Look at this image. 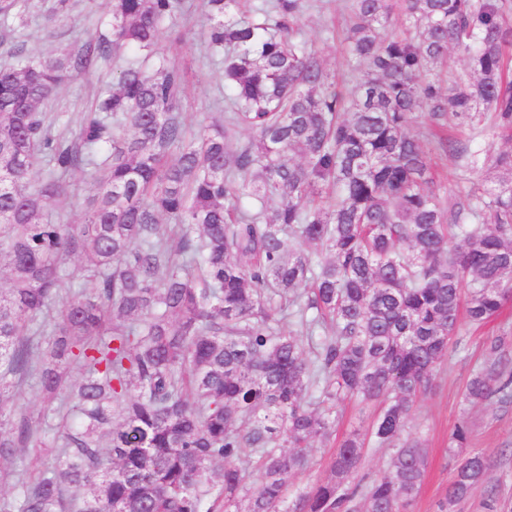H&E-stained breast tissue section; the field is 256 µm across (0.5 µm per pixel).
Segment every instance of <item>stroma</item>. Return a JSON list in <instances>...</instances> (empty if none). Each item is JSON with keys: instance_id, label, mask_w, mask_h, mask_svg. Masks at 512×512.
<instances>
[{"instance_id": "stroma-1", "label": "stroma", "mask_w": 512, "mask_h": 512, "mask_svg": "<svg viewBox=\"0 0 512 512\" xmlns=\"http://www.w3.org/2000/svg\"><path fill=\"white\" fill-rule=\"evenodd\" d=\"M54 5L55 0H27L23 15L0 17V65L10 62L19 49L29 55L77 50L85 40L99 34L98 21L108 10V0H72L68 14L49 25L44 17ZM304 5L301 28L305 38L345 88H352L354 76L344 60L349 0H304ZM205 38L202 0H183L175 19L163 25L158 44L159 53L177 65L185 77L180 110L194 130L209 124L212 115L226 109L224 71L206 54ZM121 64V58H114L112 63L100 65L92 77L72 80L59 88L45 106L58 133L67 137L75 134L81 115L91 110L100 87L111 82L115 67ZM447 124L449 138L463 143L470 151L483 153L506 145L504 135L490 121L472 124L452 116ZM410 131L423 136L431 153L434 182L445 198L466 195L487 178L485 167L471 165L468 158L457 159L443 151L425 118L414 119ZM90 183L89 177L76 175L71 197L48 201L50 219L57 224L79 223ZM496 339L502 342L497 356L488 350L490 342ZM499 356L512 360V301L506 303L499 316L483 325L460 321L433 389L417 401L404 437L422 444L427 465L422 489L410 512H438V503L448 493L458 461L468 450L482 453L490 468L473 494L455 505L454 512H489L493 507L498 512H512V403L503 404L494 397L472 404L463 399L470 376L490 366ZM15 403L40 422L41 440L46 446H53L58 417L43 402L35 380L29 378L19 383ZM376 414L374 404L357 399L346 401L333 435L312 440V467L290 479L289 496L328 478L336 448L349 435L366 432ZM463 420L467 421L470 434L466 447L460 449L454 447L451 434Z\"/></svg>"}]
</instances>
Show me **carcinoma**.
<instances>
[{
	"label": "carcinoma",
	"mask_w": 512,
	"mask_h": 512,
	"mask_svg": "<svg viewBox=\"0 0 512 512\" xmlns=\"http://www.w3.org/2000/svg\"><path fill=\"white\" fill-rule=\"evenodd\" d=\"M242 3L203 0L230 106L211 133L190 132L182 74L157 53L181 0H111L112 36L0 66V459L40 446L13 378H36L60 417L57 466L18 478L0 512H274L348 398L380 404L370 431L285 512H408L424 449L403 441L364 486V448L400 439L460 308L481 324L512 300V150L446 141L497 170L447 205L409 131L491 112L512 132L507 0H351L350 98L302 37L303 0ZM123 47L76 138L54 133L43 104ZM455 51L470 78L445 89L430 73ZM77 173L96 183L83 221L56 224L47 200ZM484 213L493 227L472 224ZM72 258L91 287L58 305ZM491 396L512 400L511 367L470 377L465 400ZM489 467L460 459L439 512Z\"/></svg>",
	"instance_id": "obj_1"
}]
</instances>
